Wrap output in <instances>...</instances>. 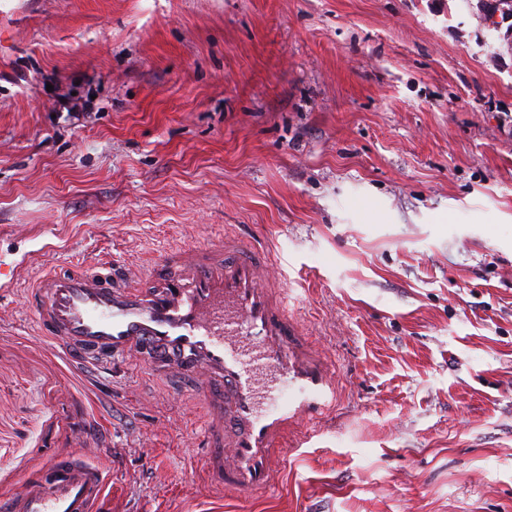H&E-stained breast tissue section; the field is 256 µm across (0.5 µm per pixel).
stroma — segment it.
<instances>
[{"instance_id":"stroma-1","label":"stroma","mask_w":512,"mask_h":512,"mask_svg":"<svg viewBox=\"0 0 512 512\" xmlns=\"http://www.w3.org/2000/svg\"><path fill=\"white\" fill-rule=\"evenodd\" d=\"M498 0H0V260L267 246L334 372L247 499L204 406L77 369L0 288V496L96 449L99 512H512V13Z\"/></svg>"}]
</instances>
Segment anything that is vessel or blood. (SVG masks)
<instances>
[{
  "label": "vessel or blood",
  "mask_w": 512,
  "mask_h": 512,
  "mask_svg": "<svg viewBox=\"0 0 512 512\" xmlns=\"http://www.w3.org/2000/svg\"><path fill=\"white\" fill-rule=\"evenodd\" d=\"M270 266L263 246L224 235L162 249L147 285L105 258L30 281L16 265L5 275L26 289L40 335L78 364L126 359L157 380L190 383L205 406V476L242 496L270 489L291 431L322 419L336 397ZM105 487L88 456L60 454L25 476L0 512H95Z\"/></svg>",
  "instance_id": "b4317fda"
}]
</instances>
